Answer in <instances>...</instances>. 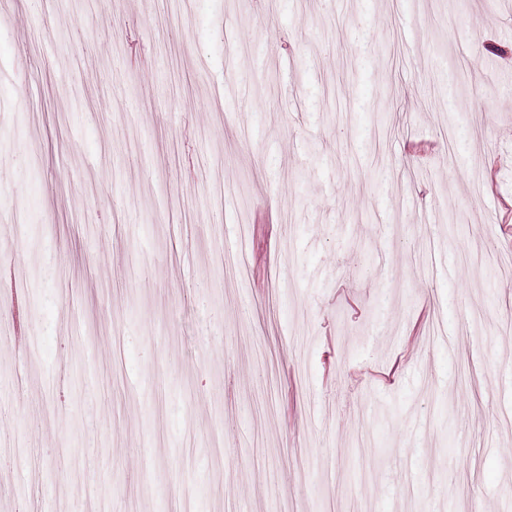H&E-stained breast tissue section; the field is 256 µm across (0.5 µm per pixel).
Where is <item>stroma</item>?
Listing matches in <instances>:
<instances>
[{
    "instance_id": "obj_1",
    "label": "stroma",
    "mask_w": 512,
    "mask_h": 512,
    "mask_svg": "<svg viewBox=\"0 0 512 512\" xmlns=\"http://www.w3.org/2000/svg\"><path fill=\"white\" fill-rule=\"evenodd\" d=\"M0 278V512H507L512 0H0Z\"/></svg>"
}]
</instances>
